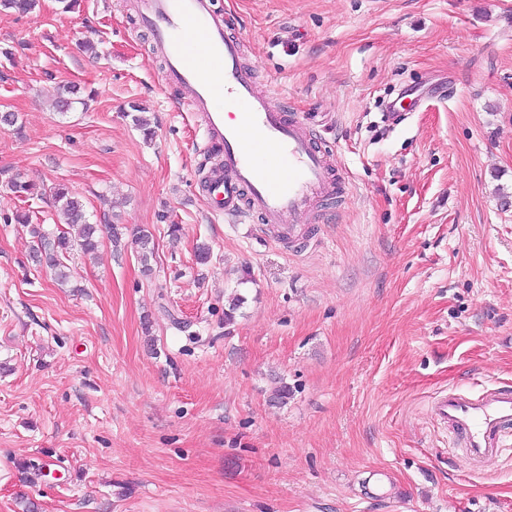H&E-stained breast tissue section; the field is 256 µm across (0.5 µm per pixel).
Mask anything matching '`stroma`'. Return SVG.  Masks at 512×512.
Returning a JSON list of instances; mask_svg holds the SVG:
<instances>
[{"label":"stroma","mask_w":512,"mask_h":512,"mask_svg":"<svg viewBox=\"0 0 512 512\" xmlns=\"http://www.w3.org/2000/svg\"><path fill=\"white\" fill-rule=\"evenodd\" d=\"M215 2L349 194L296 244L213 218L212 149L127 0L0 12V46L25 45L0 56L22 126L0 170L66 184L100 227L58 285L11 221L56 231L51 194L0 179V512H512V449L472 464L431 413L512 385V0ZM48 72L93 100L57 111Z\"/></svg>","instance_id":"stroma-1"}]
</instances>
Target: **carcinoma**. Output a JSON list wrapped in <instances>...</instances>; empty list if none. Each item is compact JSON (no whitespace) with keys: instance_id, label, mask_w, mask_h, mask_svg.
Returning a JSON list of instances; mask_svg holds the SVG:
<instances>
[{"instance_id":"cac0c4a2","label":"carcinoma","mask_w":512,"mask_h":512,"mask_svg":"<svg viewBox=\"0 0 512 512\" xmlns=\"http://www.w3.org/2000/svg\"><path fill=\"white\" fill-rule=\"evenodd\" d=\"M37 5L38 0H0V11L24 15L35 10ZM53 91L55 106L61 112L70 110L75 103H84L81 98L82 88L75 83L57 85L53 87ZM7 186L21 200L37 193L36 185L17 178L10 179ZM50 191L63 215L64 223L71 227V231L61 230L50 234L37 227L32 228V234L37 238L33 258H52L53 263L49 269L54 272L59 282L64 283L69 278V268L64 260L76 249L84 254H91L98 249V225L89 222L84 204L68 186L59 183L52 186ZM135 243L139 248V259L143 268H149V259L153 255L151 234L145 230L140 231Z\"/></svg>"}]
</instances>
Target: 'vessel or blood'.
I'll list each match as a JSON object with an SVG mask.
<instances>
[{
	"label": "vessel or blood",
	"mask_w": 512,
	"mask_h": 512,
	"mask_svg": "<svg viewBox=\"0 0 512 512\" xmlns=\"http://www.w3.org/2000/svg\"><path fill=\"white\" fill-rule=\"evenodd\" d=\"M132 8L165 58L166 83L187 92L191 114L220 149L203 177L212 216H258L293 240L299 219L312 217L321 199L345 196L335 154L314 142L304 115L275 106V88H258L213 0H132ZM432 412L447 428L450 447L463 448L471 461L512 447V387L442 396Z\"/></svg>",
	"instance_id": "obj_1"
}]
</instances>
